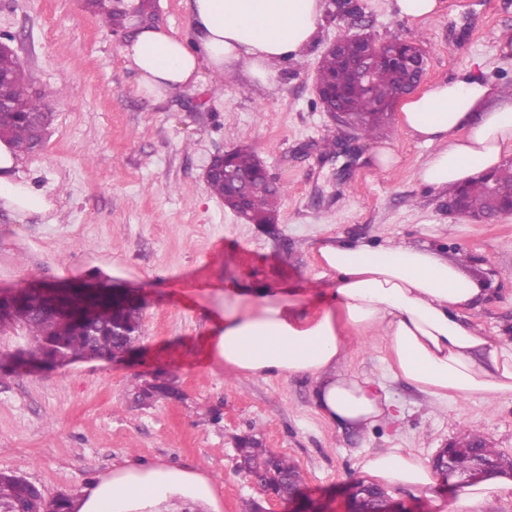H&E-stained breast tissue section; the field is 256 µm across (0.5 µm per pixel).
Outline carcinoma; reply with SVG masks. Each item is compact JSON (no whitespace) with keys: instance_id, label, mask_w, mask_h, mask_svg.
Here are the masks:
<instances>
[{"instance_id":"1","label":"carcinoma","mask_w":512,"mask_h":512,"mask_svg":"<svg viewBox=\"0 0 512 512\" xmlns=\"http://www.w3.org/2000/svg\"><path fill=\"white\" fill-rule=\"evenodd\" d=\"M86 8L114 28L128 27L127 14L115 0H87ZM338 40L342 42V52L325 53L316 70L318 85L335 99L323 98L320 103L326 107L337 102L347 114L348 125L359 135L372 137L388 124V116H381L378 111L393 106L401 97L411 79V69L396 61H388L377 68L371 81L365 82L355 64L357 40L349 33L338 35ZM3 64L19 71V75L3 89L4 96L16 111L0 112V135L9 139L18 154L31 155L42 146L34 133L31 118L39 117L49 122L53 113L43 94L34 91L20 73L22 66L17 58L5 54L0 57V66ZM231 158L230 169L243 189L240 193L243 203L237 202L231 185L220 175L208 179L210 191L224 201L225 207L249 223H275L276 203L285 193L284 186L259 176V161L253 152L238 149L232 152ZM464 189L467 190L468 209H482L485 205L482 178L454 187L448 195L453 199ZM44 305L45 300L36 291H29L16 300L10 290L0 289V326H21L33 343V346L0 360V366L15 360L23 366L36 367L62 365L92 355L112 357L131 349L133 342L131 336L112 335V324L125 322L131 326V331L139 329L138 310L109 309L106 315L92 323L74 319L62 325L44 313ZM470 441L478 446L477 453L496 462L498 471L512 472V459L488 446L482 436L475 434ZM245 452L252 467L258 469L272 461L277 474L290 479L295 486H301L302 473L288 458L269 453L258 442L250 443ZM0 509L3 512H70L68 500L58 497L47 502L38 488L7 472H0Z\"/></svg>"}]
</instances>
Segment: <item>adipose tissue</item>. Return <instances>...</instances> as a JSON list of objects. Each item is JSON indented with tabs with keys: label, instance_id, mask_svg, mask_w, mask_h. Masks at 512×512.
Masks as SVG:
<instances>
[{
	"label": "adipose tissue",
	"instance_id": "ef3b65f1",
	"mask_svg": "<svg viewBox=\"0 0 512 512\" xmlns=\"http://www.w3.org/2000/svg\"><path fill=\"white\" fill-rule=\"evenodd\" d=\"M192 35L144 28L121 48L141 90L161 97L195 84L201 68L273 84L279 68L315 42L323 0H187ZM402 128L429 146L418 172L434 190L497 168L512 146V96L471 72L432 84L402 104ZM0 140V205L25 216L50 210ZM336 284L320 307L262 292L224 311L209 355L238 375L302 376L318 414L333 426L364 430L395 421L384 384L351 368L350 344L374 338L388 373L439 401L512 391V341L480 333L468 314L483 297L461 264L425 247L335 242L319 247ZM358 468L375 481L431 493L437 477L425 458L397 449L368 453ZM71 512H222L219 491L201 470L138 457L78 489Z\"/></svg>",
	"mask_w": 512,
	"mask_h": 512
}]
</instances>
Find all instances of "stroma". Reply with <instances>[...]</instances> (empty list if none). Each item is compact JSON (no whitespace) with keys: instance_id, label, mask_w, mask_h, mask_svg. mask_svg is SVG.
Returning <instances> with one entry per match:
<instances>
[{"instance_id":"35a3bbf8","label":"stroma","mask_w":512,"mask_h":512,"mask_svg":"<svg viewBox=\"0 0 512 512\" xmlns=\"http://www.w3.org/2000/svg\"><path fill=\"white\" fill-rule=\"evenodd\" d=\"M376 41H423L425 84L468 70L502 88L512 83V0H443L423 24L401 19L394 0H358ZM318 40L285 65L274 86L201 71L194 86L162 97L139 88L108 26L84 0H0V31L13 35L25 71L53 121L21 171L49 211L18 217L0 207V288L95 278L143 299L138 356L78 360L39 373L0 371V471L24 478L46 499L108 474L132 452L148 461L204 470L223 512H288L240 470L238 445L259 441L305 478V512H348L359 457L386 448L433 457L477 433L512 457V392L432 403L384 374L366 345L353 367L383 381L402 417L368 431L339 430L316 413L305 378L233 377L209 356L214 315L263 290L309 307L335 277L318 260L332 238L412 244L460 261L481 281L473 318L488 336H512V216L478 224L448 210L417 171L430 149L400 127L360 137L317 105L315 71L353 21L324 0ZM341 151L326 153L325 139ZM251 150L287 194L273 224H249L225 208L205 180L212 155ZM398 166L376 167L378 149ZM159 379L174 398L143 402ZM400 512H442L458 488L432 496L389 486Z\"/></svg>"}]
</instances>
